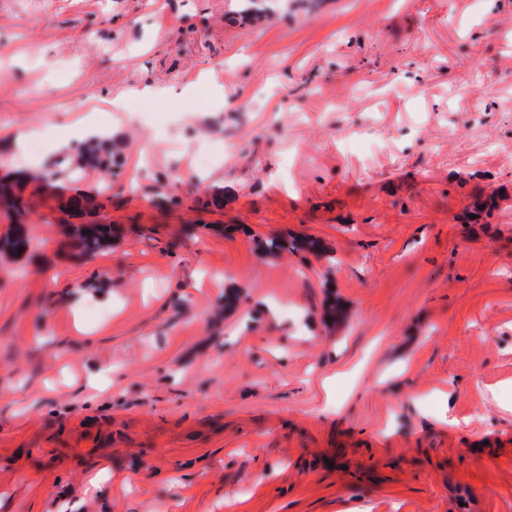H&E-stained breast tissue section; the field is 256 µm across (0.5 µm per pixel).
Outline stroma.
Returning a JSON list of instances; mask_svg holds the SVG:
<instances>
[{
  "instance_id": "1",
  "label": "stroma",
  "mask_w": 512,
  "mask_h": 512,
  "mask_svg": "<svg viewBox=\"0 0 512 512\" xmlns=\"http://www.w3.org/2000/svg\"><path fill=\"white\" fill-rule=\"evenodd\" d=\"M241 7L0 0V176L26 129L123 143L0 255V512H512V0ZM105 180L120 234L75 258ZM112 122L108 117H89L70 128L69 136L60 145H66L70 139L79 141L112 137Z\"/></svg>"
}]
</instances>
